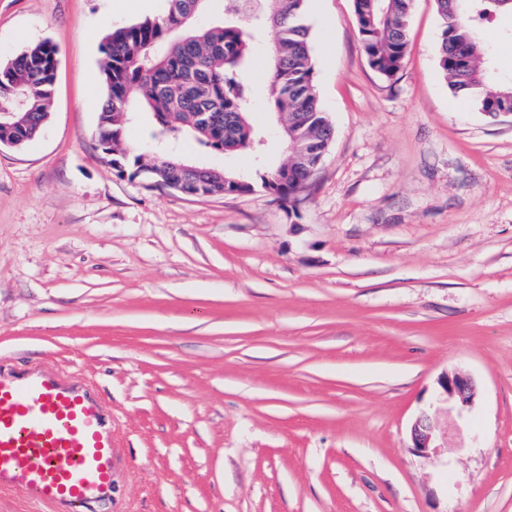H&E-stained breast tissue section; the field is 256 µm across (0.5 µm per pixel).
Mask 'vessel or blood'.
I'll use <instances>...</instances> for the list:
<instances>
[{"instance_id": "1", "label": "vessel or blood", "mask_w": 512, "mask_h": 512, "mask_svg": "<svg viewBox=\"0 0 512 512\" xmlns=\"http://www.w3.org/2000/svg\"><path fill=\"white\" fill-rule=\"evenodd\" d=\"M112 485V414L96 392L49 367L0 370V489L98 512Z\"/></svg>"}]
</instances>
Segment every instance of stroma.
Returning a JSON list of instances; mask_svg holds the SVG:
<instances>
[{
	"mask_svg": "<svg viewBox=\"0 0 512 512\" xmlns=\"http://www.w3.org/2000/svg\"><path fill=\"white\" fill-rule=\"evenodd\" d=\"M140 4L0 0V64L58 49L46 125L0 146V364L52 365L110 406L101 512H512V118L450 90L435 0H413L390 80L353 0H306L334 133L291 206L187 197L103 160L99 47L167 8ZM480 37L512 81V15ZM270 40L248 108L279 164ZM448 372L476 384L465 417L438 398ZM411 442L413 451L417 455L426 456L436 448L434 446V433L432 418L427 413H421L411 427Z\"/></svg>",
	"mask_w": 512,
	"mask_h": 512,
	"instance_id": "obj_1",
	"label": "stroma"
}]
</instances>
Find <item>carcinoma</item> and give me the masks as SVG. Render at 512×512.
<instances>
[{
	"mask_svg": "<svg viewBox=\"0 0 512 512\" xmlns=\"http://www.w3.org/2000/svg\"><path fill=\"white\" fill-rule=\"evenodd\" d=\"M209 0H168L166 13L108 31L101 42L105 96L99 108L98 141L103 159L120 177L172 188L201 183L212 195L248 194L259 185L281 201L309 181L332 134L314 84L305 0H260L258 8L196 25ZM413 0H353L361 47L369 66L386 79L403 67ZM442 20L438 66L450 90L472 100L485 116L512 114V83L492 82L476 22L512 11L506 0H436ZM259 32L271 36L269 99L295 134L288 160L261 163L257 180L191 164L168 144L194 140L229 154L260 146L247 118L245 71ZM56 47L30 46L0 64V141L26 144L42 130L53 102ZM150 113L155 122L151 149L137 151L126 140L131 115Z\"/></svg>",
	"mask_w": 512,
	"mask_h": 512,
	"instance_id": "obj_1",
	"label": "carcinoma"
}]
</instances>
